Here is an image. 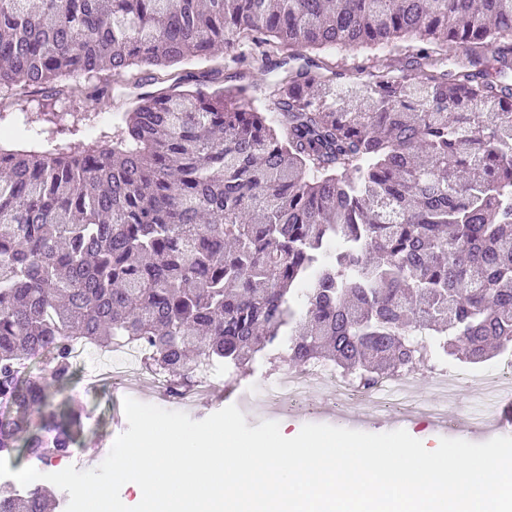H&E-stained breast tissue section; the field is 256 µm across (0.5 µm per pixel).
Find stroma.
Here are the masks:
<instances>
[{"label":"stroma","instance_id":"obj_1","mask_svg":"<svg viewBox=\"0 0 512 512\" xmlns=\"http://www.w3.org/2000/svg\"><path fill=\"white\" fill-rule=\"evenodd\" d=\"M137 88L117 85L105 96H74L52 89L35 91L21 88H0V115L6 122L21 126L30 132L28 139L11 137L1 142L4 147H37L39 140L55 138L62 146L72 150L83 149L100 132L117 126L121 116L137 96ZM433 369L414 372L411 384L418 399L433 401L434 369H443L448 374L459 377L455 389V399L448 407L449 425H441L424 417L414 416L394 420L384 413L375 411L363 419L333 411L325 390L312 389L301 407L296 410H272L271 418L288 430H300L308 423L327 424L368 433H384L397 429L406 430L418 437L429 449H436L440 439H463L482 443L502 436L503 431L495 425L487 428H474L468 420L471 412L483 405V396L471 375L487 374L499 368L501 356H494L488 362L473 365L458 360L439 357L433 361ZM285 361H277L270 366L256 364L249 375L238 379L237 383L196 397L185 412L192 419L201 420L229 405H241L244 399L257 397L274 379L279 369L285 368ZM124 392L114 387H101L80 396L79 404L87 422L79 447L73 448L69 459L76 469H89V451H96L99 458H106L114 439L127 428L123 411Z\"/></svg>","mask_w":512,"mask_h":512}]
</instances>
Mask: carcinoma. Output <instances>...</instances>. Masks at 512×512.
<instances>
[{
    "instance_id": "cac0c4a2",
    "label": "carcinoma",
    "mask_w": 512,
    "mask_h": 512,
    "mask_svg": "<svg viewBox=\"0 0 512 512\" xmlns=\"http://www.w3.org/2000/svg\"><path fill=\"white\" fill-rule=\"evenodd\" d=\"M408 41L367 77L310 58ZM246 60L283 70L274 111L220 86ZM193 61L209 64L193 86L138 94L100 145L0 147L13 467L76 443L81 415L17 370L48 354L61 389L73 342H145L176 381L202 363L238 378L284 349L363 386L512 346V0H0V88L82 75L104 95L142 65L167 83ZM56 504L46 482L0 486V512Z\"/></svg>"
}]
</instances>
